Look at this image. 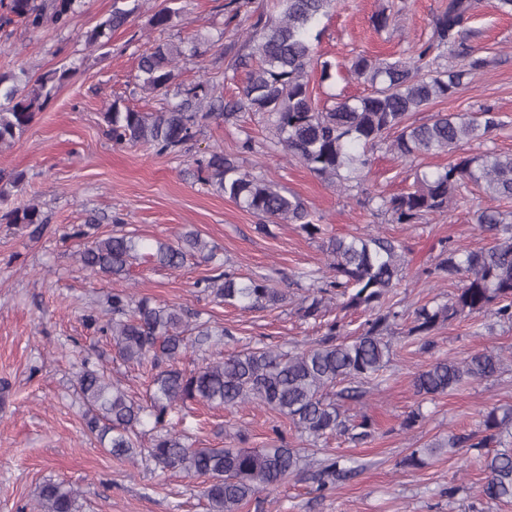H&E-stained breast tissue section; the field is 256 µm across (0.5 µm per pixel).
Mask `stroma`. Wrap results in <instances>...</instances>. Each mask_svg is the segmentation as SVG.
<instances>
[{
    "label": "stroma",
    "instance_id": "stroma-1",
    "mask_svg": "<svg viewBox=\"0 0 512 512\" xmlns=\"http://www.w3.org/2000/svg\"><path fill=\"white\" fill-rule=\"evenodd\" d=\"M446 0H338L320 24L318 53L334 64L333 77L321 81L312 72L313 92L322 102L368 92L366 83L348 76L344 65L365 53L389 60L407 57L414 43L429 40L433 19ZM399 4L390 26L375 32L371 18L382 7ZM164 0H139L129 23L112 34L108 47L88 46L84 35L112 10V0H85L68 29L45 26L31 33L20 24L0 29V75L38 77L61 68L72 75L47 107L39 112L23 138L0 150V169L18 172L22 182L11 191L15 204H37L49 222L37 233L22 224H0V512H23L48 479L76 485L83 512H208L202 496L205 478L155 469L147 454L116 457L88 435L83 408L73 380L81 358L106 366L132 394L145 391L148 369L115 359L108 338L85 325L89 306L101 307L113 288L165 302L200 320L229 331L223 352L253 345L303 346L321 331L297 312L305 294L297 272L323 269L328 256L321 237H310L295 224L261 226L198 179L194 160L212 149L235 156L242 168L264 170L320 215L326 234L337 237L372 234L401 241L407 248V277L399 290L405 313L429 301L447 300L462 287L461 279L422 277L443 246H485L473 213L491 208L512 214V200L465 194L446 212L419 224H394L360 205L355 192H343L284 154L243 153L237 129L218 117L201 119L195 140L165 155L146 145H117L106 132L103 114L113 100L142 112H158L165 96L142 90L135 79L139 56L161 39L198 37L200 54L180 61L176 86L217 84L224 96L238 93L244 73L228 81L224 73L232 55L245 52L250 21L235 15L233 0H181L173 28L152 29L149 18ZM470 45L496 64L468 88L438 100L415 114L475 112L485 105L503 124L484 139L462 144L463 154L512 153V15L480 5L467 24ZM449 155H422L401 160L375 153L367 186L390 197L406 191L417 170L448 164ZM92 236L122 231L147 241H176L194 230L213 247L215 261L189 259L175 271L147 258L135 261L127 278L113 281L82 268L77 254L87 243L77 237L83 226ZM271 278L288 299L276 308L244 311L201 292L199 279L217 271ZM393 355L387 379L368 384L363 404L351 415L372 416L373 438L355 443L344 437L310 444L288 420L270 409L250 404L232 411L191 404L171 418L198 448H263L274 430L306 462L319 465L327 455L350 458L356 468L335 489L317 492L309 472L288 478L245 504L241 512H512V503L494 504L480 494L484 473L475 451L434 456L421 469L401 467L412 449L441 441L451 433L478 430L491 406L512 405V363L495 379L472 383L435 399L419 396L415 372L433 360L489 349L512 352V326L493 315L455 320L435 335L436 346L424 351L418 337L398 326L391 336ZM422 410L425 421L413 429L401 423ZM455 495H448V488Z\"/></svg>",
    "mask_w": 512,
    "mask_h": 512
}]
</instances>
